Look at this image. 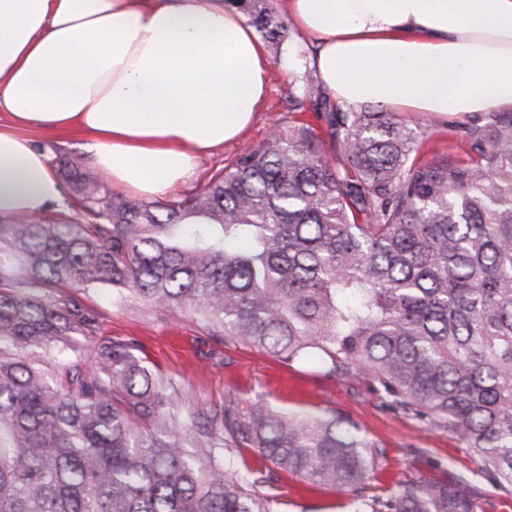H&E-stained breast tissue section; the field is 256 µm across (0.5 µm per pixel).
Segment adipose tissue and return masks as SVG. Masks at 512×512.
I'll return each mask as SVG.
<instances>
[{
    "mask_svg": "<svg viewBox=\"0 0 512 512\" xmlns=\"http://www.w3.org/2000/svg\"><path fill=\"white\" fill-rule=\"evenodd\" d=\"M341 105L512 112V0H279ZM271 63L223 0H0V220L68 206L23 129L72 126L113 186L156 200L263 111Z\"/></svg>",
    "mask_w": 512,
    "mask_h": 512,
    "instance_id": "adipose-tissue-1",
    "label": "adipose tissue"
}]
</instances>
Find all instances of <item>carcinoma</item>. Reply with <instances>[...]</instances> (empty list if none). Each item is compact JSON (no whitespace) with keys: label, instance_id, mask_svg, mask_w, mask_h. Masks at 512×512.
<instances>
[{"label":"carcinoma","instance_id":"cac0c4a2","mask_svg":"<svg viewBox=\"0 0 512 512\" xmlns=\"http://www.w3.org/2000/svg\"><path fill=\"white\" fill-rule=\"evenodd\" d=\"M225 2L283 44L266 0ZM299 81L294 109L316 101L330 154L301 122L150 204L61 158L76 217L0 221V512H270L263 477L219 462L220 447L334 487L353 512L476 509L446 478L363 495L381 450L343 415L234 397L183 413L130 343L98 339L100 314L74 286L110 285L190 311L226 344L368 379L512 489V112L450 126L436 148L392 112L333 104L307 67ZM59 344L71 360L57 382L38 351Z\"/></svg>","mask_w":512,"mask_h":512}]
</instances>
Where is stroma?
<instances>
[{"label": "stroma", "instance_id": "stroma-1", "mask_svg": "<svg viewBox=\"0 0 512 512\" xmlns=\"http://www.w3.org/2000/svg\"><path fill=\"white\" fill-rule=\"evenodd\" d=\"M307 48V42L291 27L282 48L267 46L272 72L264 111L242 137L200 156L195 173L174 192V199L203 186L215 172L232 169L239 158L269 137L277 123L287 130L295 121L306 122L319 134L322 149L331 150L328 127L314 109L299 114L289 109L288 92L295 88L299 74L296 53ZM30 136L51 162L63 157L79 169H89L83 131L34 129ZM73 294L100 312L101 337L134 342V354L141 364L178 391L186 408H218L235 396L263 399L284 413L342 414L381 450L366 480L367 495H389L398 485L420 477H446L474 495L476 512H512V493L486 481L478 459L459 435L433 429L427 421L394 410L362 379L328 377L314 362L287 365L258 349L224 345L209 336L190 312L149 310L134 297L105 285L77 288ZM230 463L239 472L266 475V483L258 490L269 497L272 512H351L347 497L281 471L254 449L235 450Z\"/></svg>", "mask_w": 512, "mask_h": 512}]
</instances>
